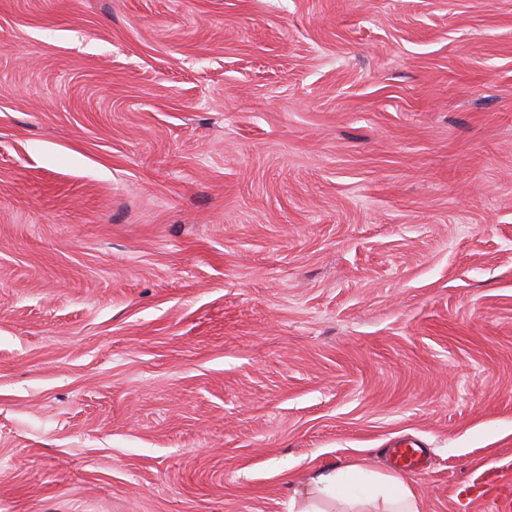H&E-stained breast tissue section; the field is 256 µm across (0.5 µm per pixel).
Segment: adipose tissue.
<instances>
[{"mask_svg": "<svg viewBox=\"0 0 512 512\" xmlns=\"http://www.w3.org/2000/svg\"><path fill=\"white\" fill-rule=\"evenodd\" d=\"M329 502L341 512H422L419 495L402 476L372 472L359 461L315 471L296 512H326Z\"/></svg>", "mask_w": 512, "mask_h": 512, "instance_id": "adipose-tissue-1", "label": "adipose tissue"}]
</instances>
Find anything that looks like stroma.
Instances as JSON below:
<instances>
[{"instance_id":"1","label":"stroma","mask_w":512,"mask_h":512,"mask_svg":"<svg viewBox=\"0 0 512 512\" xmlns=\"http://www.w3.org/2000/svg\"><path fill=\"white\" fill-rule=\"evenodd\" d=\"M354 459L512 486V0H0V512Z\"/></svg>"}]
</instances>
